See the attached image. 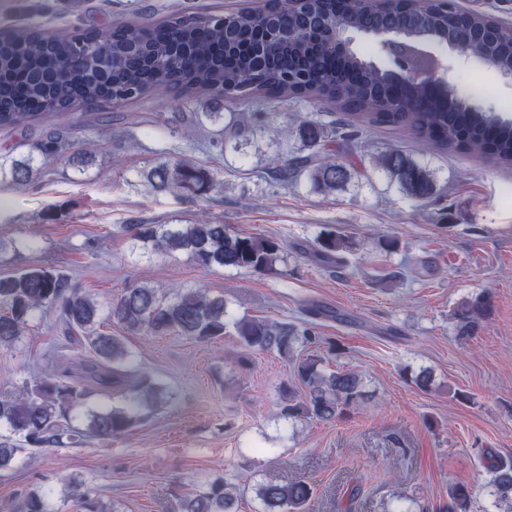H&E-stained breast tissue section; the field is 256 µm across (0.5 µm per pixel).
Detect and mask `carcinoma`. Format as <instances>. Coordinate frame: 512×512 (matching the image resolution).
Returning a JSON list of instances; mask_svg holds the SVG:
<instances>
[{"label": "carcinoma", "instance_id": "1", "mask_svg": "<svg viewBox=\"0 0 512 512\" xmlns=\"http://www.w3.org/2000/svg\"><path fill=\"white\" fill-rule=\"evenodd\" d=\"M273 10L297 37L287 43L268 35L269 15L242 12L229 24L224 18L174 14L148 25H126L111 31L45 33L19 27L0 41V127L16 128L48 117L62 116L78 102L129 100L143 90H178L186 94H222L245 101L326 99L347 119L329 125L304 118L293 129L299 149L274 176L293 182L306 176L322 191L344 190L360 175L362 159L354 152L365 128L400 124L411 128L428 147L439 152H472L512 167V121L497 113L470 110L448 88L411 85L396 89L387 72L354 53L338 54L331 43L301 36L313 16H330L340 29L387 27L416 35L430 32L438 42L465 35L459 49L472 57L497 58L512 70V27L492 16L462 14L452 0L418 12L413 0H383L365 7L360 0H273ZM350 87V97L328 92L336 83ZM218 127L224 142L243 146L240 115L203 112L199 126ZM57 137L38 144L35 151L0 154V176L17 182L39 170L44 156L65 157ZM67 158V157H65ZM72 161V158H67ZM378 167L400 193L425 202L438 194L434 172L423 162L396 149L377 158ZM159 191L178 190L202 197L217 182L216 173L192 162L175 159L148 174ZM133 240L163 254L184 253L207 269H249L274 274L287 256L282 243L267 235H242L206 218L193 224H125ZM352 243L333 230L321 231L314 241V258L327 267L347 265L343 253ZM483 295L466 302L459 313L460 336H469L488 309ZM45 310L56 313L72 334L92 353L79 374L63 375L47 365L11 393L0 394V469L11 465L20 451L12 436L23 438L32 452L63 446H82L94 439L128 434L144 422L164 390L134 363L125 338L107 331L116 324L144 336L178 335L213 343L234 332L241 347L275 352L294 367L301 395L288 393L280 414L286 420L309 418L329 422L346 408L363 402L362 381L352 370L326 371L323 360L304 355L320 341L312 329L294 322L271 321L229 310L226 300L202 288L182 290L158 285L130 284L104 307L75 288L69 275L50 265L31 266L0 276V349L15 345L29 324ZM117 396L120 404L87 408L95 395ZM498 502H512V464L491 465ZM82 512H116L81 483L67 479ZM240 486L222 479L179 499V512H237ZM52 491L26 495L15 512H51ZM256 512H308L314 490L298 478L286 484L266 482L255 488ZM470 493L461 486L448 491V502L437 512H469Z\"/></svg>", "mask_w": 512, "mask_h": 512}]
</instances>
